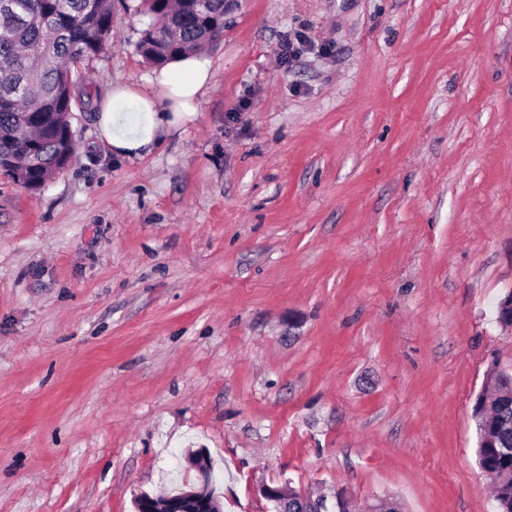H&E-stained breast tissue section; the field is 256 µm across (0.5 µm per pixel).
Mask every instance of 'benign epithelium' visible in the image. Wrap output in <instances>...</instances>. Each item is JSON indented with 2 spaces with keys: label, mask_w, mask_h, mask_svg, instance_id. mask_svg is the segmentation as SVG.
Here are the masks:
<instances>
[{
  "label": "benign epithelium",
  "mask_w": 512,
  "mask_h": 512,
  "mask_svg": "<svg viewBox=\"0 0 512 512\" xmlns=\"http://www.w3.org/2000/svg\"><path fill=\"white\" fill-rule=\"evenodd\" d=\"M187 460L198 472L197 482L176 495L155 497L142 493L134 500L135 512H221V499L205 457L194 453ZM256 493L272 503L275 512H288L287 486L263 482L256 486ZM300 497L313 505V512H354L351 509L353 498L349 495L339 498L320 493L313 497L302 493Z\"/></svg>",
  "instance_id": "7a95c632"
}]
</instances>
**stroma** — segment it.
<instances>
[{
    "instance_id": "1",
    "label": "stroma",
    "mask_w": 512,
    "mask_h": 512,
    "mask_svg": "<svg viewBox=\"0 0 512 512\" xmlns=\"http://www.w3.org/2000/svg\"><path fill=\"white\" fill-rule=\"evenodd\" d=\"M118 0L85 68L154 66ZM300 41L278 61L280 43ZM194 122L140 158L97 111L0 175V512H134L258 481L495 512L471 418L512 369V0H237ZM197 470V482L179 494L155 497L141 493L134 500L136 512H221V499L216 493L210 467L205 457L194 453L187 457Z\"/></svg>"
}]
</instances>
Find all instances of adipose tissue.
<instances>
[{
    "instance_id": "obj_1",
    "label": "adipose tissue",
    "mask_w": 512,
    "mask_h": 512,
    "mask_svg": "<svg viewBox=\"0 0 512 512\" xmlns=\"http://www.w3.org/2000/svg\"><path fill=\"white\" fill-rule=\"evenodd\" d=\"M212 78V63L190 52L165 63L145 84L113 88L98 116L102 143L112 154L138 158L192 122L197 101Z\"/></svg>"
}]
</instances>
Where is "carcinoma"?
Wrapping results in <instances>:
<instances>
[{"label": "carcinoma", "mask_w": 512, "mask_h": 512, "mask_svg": "<svg viewBox=\"0 0 512 512\" xmlns=\"http://www.w3.org/2000/svg\"><path fill=\"white\" fill-rule=\"evenodd\" d=\"M0 13V154L26 150L40 157L19 179L33 189L72 161L76 144L71 112L86 109L92 95L80 66L102 53L112 39L114 0H15ZM150 18L137 51L163 65L224 34V0H141ZM476 395L472 418L477 461L494 479L497 512H512V401Z\"/></svg>", "instance_id": "obj_1"}]
</instances>
